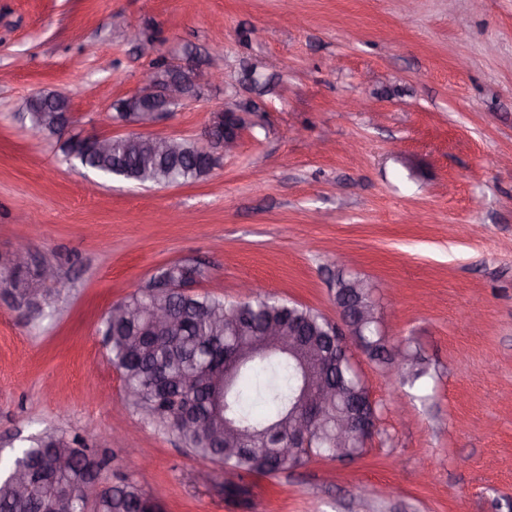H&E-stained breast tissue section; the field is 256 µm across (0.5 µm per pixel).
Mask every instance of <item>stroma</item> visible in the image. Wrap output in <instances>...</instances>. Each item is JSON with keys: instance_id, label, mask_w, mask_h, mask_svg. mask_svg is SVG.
Returning <instances> with one entry per match:
<instances>
[{"instance_id": "1", "label": "stroma", "mask_w": 512, "mask_h": 512, "mask_svg": "<svg viewBox=\"0 0 512 512\" xmlns=\"http://www.w3.org/2000/svg\"><path fill=\"white\" fill-rule=\"evenodd\" d=\"M224 58L223 84L164 114L198 139L245 110L204 178L98 177L19 122L63 86L75 128L128 136L112 104L150 62ZM0 270L31 237L54 265L44 315L0 288V449L78 438L162 512H512V0H0ZM199 292L243 283L335 316L337 274L375 287L382 330L427 375L356 353L379 411L364 454L239 476L184 451L125 400L99 327L160 268Z\"/></svg>"}]
</instances>
